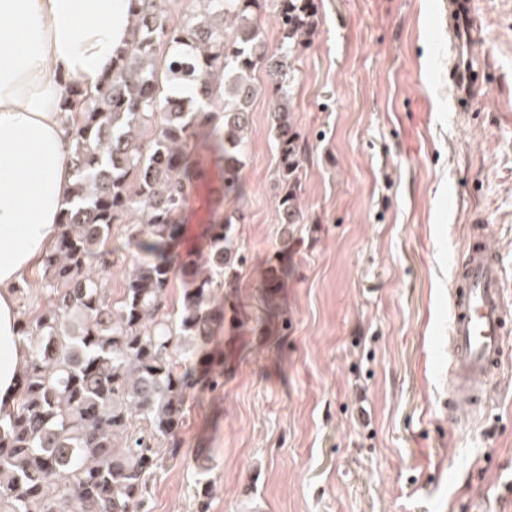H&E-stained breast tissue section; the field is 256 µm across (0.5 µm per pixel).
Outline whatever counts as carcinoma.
Wrapping results in <instances>:
<instances>
[{
    "mask_svg": "<svg viewBox=\"0 0 512 512\" xmlns=\"http://www.w3.org/2000/svg\"><path fill=\"white\" fill-rule=\"evenodd\" d=\"M161 2L130 0L132 40L103 88L61 107L73 129L74 200L41 261L46 305L19 327L29 358L13 409L0 414V512H151V481L181 457L188 398L223 385L224 363L209 350L214 327L245 325L224 289L236 287L243 262L235 219L247 205L243 169L260 95L271 103L280 223L304 221L305 139L293 95L317 0H184L177 15ZM198 139L224 153V190L206 250L182 253L180 219L204 177L189 154ZM225 200L235 212L223 211ZM116 237L133 248L119 298L92 272L118 251ZM285 278L270 260L260 287L275 296ZM192 468L197 512H209L206 451Z\"/></svg>",
    "mask_w": 512,
    "mask_h": 512,
    "instance_id": "obj_1",
    "label": "carcinoma"
}]
</instances>
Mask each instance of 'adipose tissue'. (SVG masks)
<instances>
[{
    "label": "adipose tissue",
    "mask_w": 512,
    "mask_h": 512,
    "mask_svg": "<svg viewBox=\"0 0 512 512\" xmlns=\"http://www.w3.org/2000/svg\"><path fill=\"white\" fill-rule=\"evenodd\" d=\"M131 25L129 0H0V414L29 354L14 288L53 248L75 181L61 103L102 84Z\"/></svg>",
    "instance_id": "1"
}]
</instances>
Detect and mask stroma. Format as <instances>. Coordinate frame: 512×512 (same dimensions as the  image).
Segmentation results:
<instances>
[{
	"instance_id": "35a3bbf8",
	"label": "stroma",
	"mask_w": 512,
	"mask_h": 512,
	"mask_svg": "<svg viewBox=\"0 0 512 512\" xmlns=\"http://www.w3.org/2000/svg\"><path fill=\"white\" fill-rule=\"evenodd\" d=\"M471 2L485 95L464 110L448 0H319L296 63L304 221L289 230L268 100L254 102L232 292L250 324L215 329L224 386L188 400L183 460L157 477L152 512H195L201 448L209 512H512V363L474 417L448 418L449 291L470 225L512 290V0ZM193 152L206 176L182 247L198 251L224 162ZM277 256L289 274L270 303L258 282ZM192 468L195 473L194 493L199 505L197 512H208L213 497L214 482L210 479L212 468L209 466V455L206 450L200 451L194 458Z\"/></svg>"
}]
</instances>
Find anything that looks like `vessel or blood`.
Masks as SVG:
<instances>
[{"label":"vessel or blood","instance_id":"vessel-or-blood-1","mask_svg":"<svg viewBox=\"0 0 512 512\" xmlns=\"http://www.w3.org/2000/svg\"><path fill=\"white\" fill-rule=\"evenodd\" d=\"M448 30L456 52L449 69L454 97L468 107L479 94L481 68L469 54L478 36L471 0H450ZM448 418L460 420L483 396L485 384L500 380L512 343V294L503 287L502 263L483 228L472 225L449 295Z\"/></svg>","mask_w":512,"mask_h":512}]
</instances>
